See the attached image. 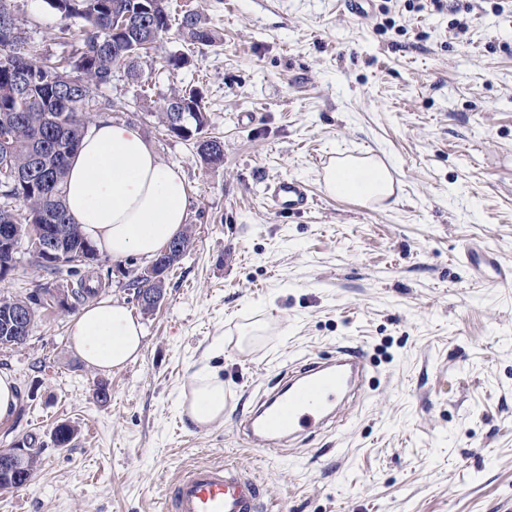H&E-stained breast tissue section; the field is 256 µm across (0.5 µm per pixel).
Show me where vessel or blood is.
I'll use <instances>...</instances> for the list:
<instances>
[{"label": "vessel or blood", "instance_id": "1", "mask_svg": "<svg viewBox=\"0 0 512 512\" xmlns=\"http://www.w3.org/2000/svg\"><path fill=\"white\" fill-rule=\"evenodd\" d=\"M264 198L277 214H299L312 206L301 180L283 176L267 184ZM475 269L489 268L496 281L512 282V267L487 252L462 253ZM367 373L361 352L337 347L321 360L289 365L283 379L237 423L247 448L263 453L307 440L312 432L344 422L362 401ZM259 482L232 464H202L186 470L168 491L167 512H262Z\"/></svg>", "mask_w": 512, "mask_h": 512}]
</instances>
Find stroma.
Instances as JSON below:
<instances>
[{
    "label": "stroma",
    "mask_w": 512,
    "mask_h": 512,
    "mask_svg": "<svg viewBox=\"0 0 512 512\" xmlns=\"http://www.w3.org/2000/svg\"><path fill=\"white\" fill-rule=\"evenodd\" d=\"M482 0L457 35L426 0H176L218 32L211 46L163 39L149 89L117 78L100 100L125 106L159 159L179 169L195 245L165 298L142 311L127 283L146 258L80 276L144 329L140 358L101 372L70 348V313L42 310L30 341L0 350L24 412L0 421V449L46 440L37 476L0 491V512H165L170 482L231 463L261 482L270 512H512V285L469 269L465 246L512 266V7ZM23 42L54 65L69 45L46 0H11ZM185 53L190 62L165 67ZM200 87L224 160L144 120L171 90ZM371 153L399 200L330 196L318 158ZM287 175L315 200L276 214L266 183ZM252 329L241 339L242 329ZM359 348L369 389L349 420L308 443L306 461L243 446L234 418L289 363ZM224 381L223 422L181 415L201 368ZM107 403L90 400L96 380ZM77 430L51 447L56 424Z\"/></svg>",
    "instance_id": "obj_1"
}]
</instances>
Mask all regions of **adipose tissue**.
I'll return each mask as SVG.
<instances>
[{
    "mask_svg": "<svg viewBox=\"0 0 512 512\" xmlns=\"http://www.w3.org/2000/svg\"><path fill=\"white\" fill-rule=\"evenodd\" d=\"M326 190L339 198L382 202L395 188L390 170L375 157L351 159L328 169ZM72 220L99 251L114 259L153 257L182 229L187 189L182 173L162 164L137 125L99 120L70 161L64 188ZM71 347L88 366L119 370L143 347L142 325L126 305L103 298L69 323ZM181 410L199 426L224 420V382L200 370Z\"/></svg>",
    "mask_w": 512,
    "mask_h": 512,
    "instance_id": "1",
    "label": "adipose tissue"
}]
</instances>
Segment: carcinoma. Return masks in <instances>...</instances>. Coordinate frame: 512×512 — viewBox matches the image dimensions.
Masks as SVG:
<instances>
[{"mask_svg":"<svg viewBox=\"0 0 512 512\" xmlns=\"http://www.w3.org/2000/svg\"><path fill=\"white\" fill-rule=\"evenodd\" d=\"M48 5L64 20L78 19L84 22L81 43L65 58V66H49L40 63L35 54L25 50L17 54L9 34L0 30V177L1 170H25L31 165L35 152H40L41 176L9 189L6 197L24 204L23 212L12 208L10 203L0 204V229L5 228L16 247L24 248L32 264L52 279L62 280L78 274L71 265L51 267L44 265L31 253L30 244L45 237L46 232L57 229L68 251L80 255L89 248L68 214L64 182L68 174L69 160L79 149L93 117L103 110H112L104 104L95 91L110 83L112 70L127 62L131 75L138 76L140 60L149 45L157 42L172 28L170 12L157 8L155 14H142L137 10V0H47ZM178 38L190 45H213L216 31L201 22L194 13H185L178 23ZM27 69L33 74L32 81L17 94L12 93L18 70ZM69 72L79 80L72 95L62 98L57 85L60 74ZM176 102L155 113V120L167 127L170 112H183L188 124L204 132L196 114L206 111L201 97L190 90L172 92ZM192 226L170 242L184 256L194 246ZM73 311L98 295V289L86 286L79 280L70 288ZM32 300V295L0 297V346L21 347L28 341L34 328L37 308L29 313V331L13 332L5 327L8 311L16 303Z\"/></svg>","mask_w":512,"mask_h":512,"instance_id":"obj_1","label":"carcinoma"}]
</instances>
